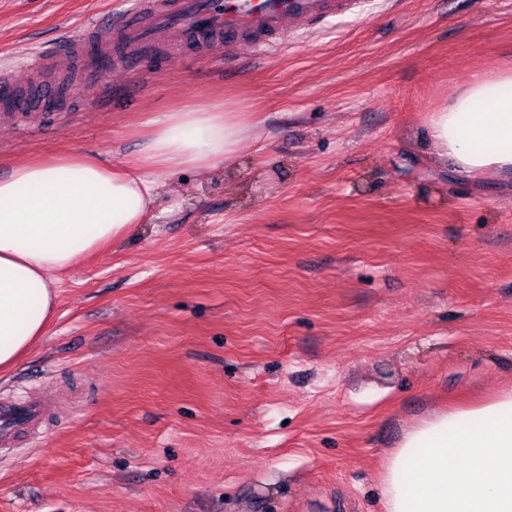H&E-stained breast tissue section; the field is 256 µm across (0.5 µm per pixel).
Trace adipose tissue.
<instances>
[{"mask_svg":"<svg viewBox=\"0 0 512 512\" xmlns=\"http://www.w3.org/2000/svg\"><path fill=\"white\" fill-rule=\"evenodd\" d=\"M427 127L441 166L512 175V67L466 74ZM248 131L236 102L184 104L127 162L68 151L0 176V370L45 336L61 276L145 223L160 176L232 162ZM380 485L384 512H512V388L421 419L386 457Z\"/></svg>","mask_w":512,"mask_h":512,"instance_id":"ef3b65f1","label":"adipose tissue"}]
</instances>
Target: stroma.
<instances>
[{"instance_id": "35a3bbf8", "label": "stroma", "mask_w": 512, "mask_h": 512, "mask_svg": "<svg viewBox=\"0 0 512 512\" xmlns=\"http://www.w3.org/2000/svg\"><path fill=\"white\" fill-rule=\"evenodd\" d=\"M131 4L0 0V70ZM504 63L512 0H369L273 55L180 52L1 117L3 176L127 161L184 102L252 114L237 162L163 175L0 374L1 405L49 402L0 447V512H383L405 431L512 387V176L442 171L425 127Z\"/></svg>"}]
</instances>
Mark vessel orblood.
<instances>
[{"label":"vessel or blood","mask_w":512,"mask_h":512,"mask_svg":"<svg viewBox=\"0 0 512 512\" xmlns=\"http://www.w3.org/2000/svg\"><path fill=\"white\" fill-rule=\"evenodd\" d=\"M364 0H139L105 25H86L64 38L57 53L38 57L25 77L0 73V112H51L72 83L98 88L111 65L130 76L141 63L176 51L207 55L216 42L274 52L286 32H314L333 16L357 17ZM44 406L28 401L0 407V441L10 442L22 422L39 418Z\"/></svg>","instance_id":"obj_1"}]
</instances>
